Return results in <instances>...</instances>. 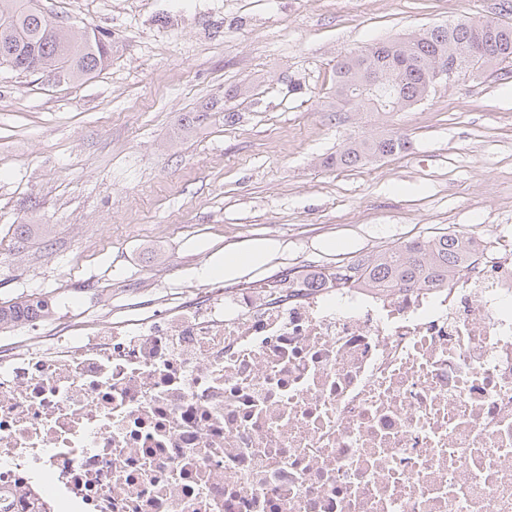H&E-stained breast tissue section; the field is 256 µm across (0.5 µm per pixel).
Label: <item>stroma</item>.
Wrapping results in <instances>:
<instances>
[{
    "label": "stroma",
    "mask_w": 512,
    "mask_h": 512,
    "mask_svg": "<svg viewBox=\"0 0 512 512\" xmlns=\"http://www.w3.org/2000/svg\"><path fill=\"white\" fill-rule=\"evenodd\" d=\"M112 43L83 84L0 70V302L64 297L122 321L248 242L225 281L255 288L380 245L472 224L512 232V66L400 112H340L337 60L458 18L512 25L502 0H41ZM407 152L329 169L343 139ZM162 288H153L154 279ZM276 245L267 240H256L239 249L224 251V257L201 268L199 276L206 280H226L266 264Z\"/></svg>",
    "instance_id": "35a3bbf8"
}]
</instances>
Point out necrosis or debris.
<instances>
[{
    "instance_id": "obj_1",
    "label": "necrosis or debris",
    "mask_w": 512,
    "mask_h": 512,
    "mask_svg": "<svg viewBox=\"0 0 512 512\" xmlns=\"http://www.w3.org/2000/svg\"><path fill=\"white\" fill-rule=\"evenodd\" d=\"M440 286L0 331V512H512V236Z\"/></svg>"
}]
</instances>
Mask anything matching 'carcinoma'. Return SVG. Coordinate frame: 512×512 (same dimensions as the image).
Here are the masks:
<instances>
[{
  "mask_svg": "<svg viewBox=\"0 0 512 512\" xmlns=\"http://www.w3.org/2000/svg\"><path fill=\"white\" fill-rule=\"evenodd\" d=\"M481 23V19L453 20L349 53L336 63V103L350 98L352 112L368 107L399 112L427 96L429 72L442 60L455 64L463 76L483 74L503 63L511 65L512 26L507 24L486 35L481 60L469 57L470 36ZM111 56L112 43L96 30L75 32L30 8L28 0H0V65L81 84L105 68ZM371 81L378 82L377 96L365 92ZM407 148L408 141L397 134L349 138L323 164L349 168L372 158L403 153ZM467 260V232L453 230L382 246L320 271L290 268L260 289L276 288L287 279L310 287L360 285L383 290L413 288L426 282L446 284L460 274ZM46 313L48 303L40 297L0 303V328Z\"/></svg>",
  "mask_w": 512,
  "mask_h": 512,
  "instance_id": "carcinoma-1",
  "label": "carcinoma"
}]
</instances>
